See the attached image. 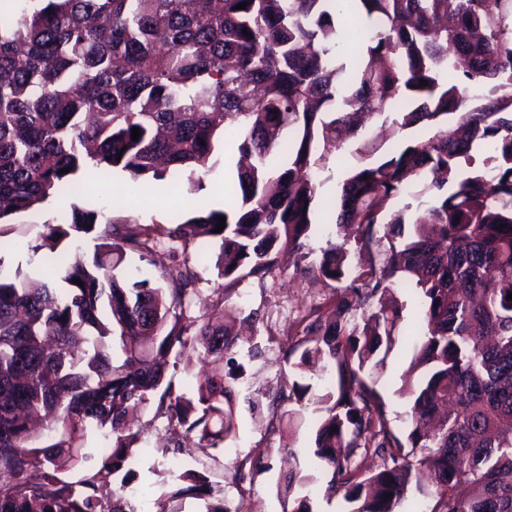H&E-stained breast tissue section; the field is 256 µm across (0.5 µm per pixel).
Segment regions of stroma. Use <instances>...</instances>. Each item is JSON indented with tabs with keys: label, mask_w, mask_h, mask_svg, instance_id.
<instances>
[{
	"label": "stroma",
	"mask_w": 512,
	"mask_h": 512,
	"mask_svg": "<svg viewBox=\"0 0 512 512\" xmlns=\"http://www.w3.org/2000/svg\"><path fill=\"white\" fill-rule=\"evenodd\" d=\"M356 148V141H349L338 156L329 158L318 168L322 202L313 209L312 224L304 240L305 258L282 252L277 266L264 280L242 281L224 304L225 310L231 313L239 311L248 317L250 313H257V320L249 318L243 328L262 350L261 356L243 361L244 375L236 385L241 430L237 439L231 441L230 452L222 457L220 467L211 475L212 481L223 490L230 512H288L290 505L278 495L277 486L293 464L283 458L282 448H295L300 465L310 468L315 464L312 448L317 414L307 413L305 423L292 429L267 420L256 424L250 417L247 400L252 397L269 402L285 382L293 379L295 369L284 352L296 343L302 332L301 320L310 306H321L323 315L331 313L335 284L313 273L311 265L320 260L324 251L336 245L349 249L354 246L346 232L327 221L323 204L337 199L342 180L357 160ZM214 158L213 169L203 178V190L182 191L176 203L164 195L160 182L151 179L134 182L121 172L113 173L102 182L86 183L78 193L52 199L41 211L17 217V224L28 227L29 232L17 248L0 253V260L8 266L25 261L29 246L38 242L41 224L69 212L74 205L144 225L169 224L171 209L175 206L186 215L203 205L223 208L224 173L234 170L235 161L225 158L220 148L216 149ZM397 297L404 306L399 342L388 355L378 383L394 415L406 409L407 401L399 395L398 389L400 377L411 359L418 324V302L413 290H399ZM141 422L140 451L131 479L133 486L145 491L137 502L140 512H155L164 482L159 471L168 465L160 450L169 444L170 435L166 421L153 419L151 413L142 414ZM241 471L249 473V480L238 482L237 474Z\"/></svg>",
	"instance_id": "1"
}]
</instances>
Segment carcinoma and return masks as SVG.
Wrapping results in <instances>:
<instances>
[{
  "label": "carcinoma",
  "mask_w": 512,
  "mask_h": 512,
  "mask_svg": "<svg viewBox=\"0 0 512 512\" xmlns=\"http://www.w3.org/2000/svg\"><path fill=\"white\" fill-rule=\"evenodd\" d=\"M22 2L0 10V249L17 246L11 217L88 177L116 170L175 194L186 172L203 189L226 119L249 163L224 209L177 214L168 228L76 206L43 223L31 250L50 249L53 283L0 261V512H137L128 475L117 478L136 459V410L167 421L164 457L224 454L239 433L230 382L241 368L220 323L224 295L303 248L318 162L386 112L426 135L357 162L330 206L368 260L336 295L334 320L305 315L296 379L267 405L290 428L309 406L322 412L317 473L290 472L278 493L291 512H313L304 490L322 479L340 512H399L423 465L433 490L421 512H512V0ZM349 14L365 25L353 52L339 27ZM479 145L488 156L476 167ZM418 186L432 201L415 219L395 202ZM87 236L91 256L57 250ZM208 243L224 284L199 309L189 263ZM164 244L158 275L113 274ZM317 271L343 281L347 252H324ZM408 286L425 328L401 376L396 431L374 371L397 344L395 294ZM368 298L374 311L355 320ZM189 349L209 369L181 389ZM312 373L318 392L304 383ZM42 411L46 436L31 427ZM92 427L109 447H84ZM167 475L157 512H184L188 499L229 512L206 472Z\"/></svg>",
  "instance_id": "cac0c4a2"
}]
</instances>
